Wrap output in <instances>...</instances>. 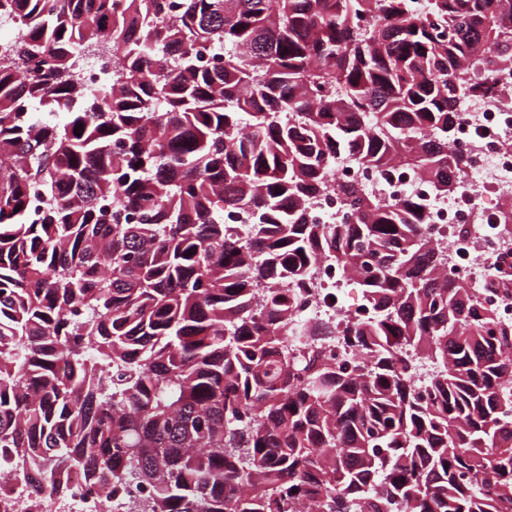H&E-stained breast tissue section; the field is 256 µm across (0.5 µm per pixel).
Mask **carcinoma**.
<instances>
[{"mask_svg": "<svg viewBox=\"0 0 512 512\" xmlns=\"http://www.w3.org/2000/svg\"><path fill=\"white\" fill-rule=\"evenodd\" d=\"M0 496L128 512H512V325L436 272L421 201L349 156L466 166L459 102L512 69V0H0ZM89 49L112 80L82 76ZM41 113H35V109ZM80 134H74L77 126ZM250 223H230L234 213ZM351 275L353 363L288 346L317 259ZM433 365L419 380L409 351ZM312 218L319 224L343 223L346 220L345 209L336 191L330 190L309 203ZM69 494L60 504L61 512H102L100 492L89 488L78 472H72L68 478Z\"/></svg>", "mask_w": 512, "mask_h": 512, "instance_id": "carcinoma-1", "label": "carcinoma"}]
</instances>
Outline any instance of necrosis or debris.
I'll return each mask as SVG.
<instances>
[{
    "label": "necrosis or debris",
    "instance_id": "necrosis-or-debris-1",
    "mask_svg": "<svg viewBox=\"0 0 512 512\" xmlns=\"http://www.w3.org/2000/svg\"><path fill=\"white\" fill-rule=\"evenodd\" d=\"M492 94L464 98L455 150L468 161L452 194L437 197L424 180L403 171L384 179L353 159L338 160L332 181L352 180L385 199L418 195L427 214V229L448 256V270L475 288L482 301L494 305L500 319L512 322V300H503L489 290L486 267L498 261L501 272L512 275V238L502 235L496 221L512 211V70L489 76ZM346 283L335 265L317 262L307 286L286 284L293 302L289 340H296L303 321L318 319L344 326L345 315H357V307L342 310L334 298Z\"/></svg>",
    "mask_w": 512,
    "mask_h": 512
}]
</instances>
